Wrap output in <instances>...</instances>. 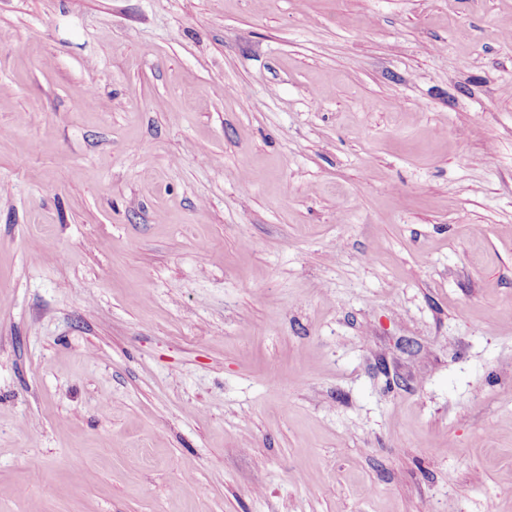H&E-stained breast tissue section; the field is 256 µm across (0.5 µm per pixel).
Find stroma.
<instances>
[{
    "label": "stroma",
    "mask_w": 512,
    "mask_h": 512,
    "mask_svg": "<svg viewBox=\"0 0 512 512\" xmlns=\"http://www.w3.org/2000/svg\"><path fill=\"white\" fill-rule=\"evenodd\" d=\"M510 29L0 0V512H512Z\"/></svg>",
    "instance_id": "1"
}]
</instances>
